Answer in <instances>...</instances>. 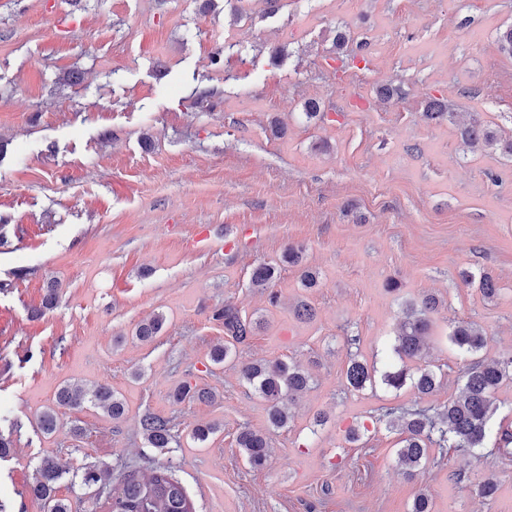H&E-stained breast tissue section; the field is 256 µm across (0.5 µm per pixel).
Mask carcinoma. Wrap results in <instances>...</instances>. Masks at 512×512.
Returning <instances> with one entry per match:
<instances>
[{
  "label": "carcinoma",
  "mask_w": 512,
  "mask_h": 512,
  "mask_svg": "<svg viewBox=\"0 0 512 512\" xmlns=\"http://www.w3.org/2000/svg\"><path fill=\"white\" fill-rule=\"evenodd\" d=\"M424 116L430 120L456 123L457 113L438 101L426 105ZM463 144L470 148L500 151L512 160V135L504 138L491 130L478 118L458 126ZM303 248L290 246L283 254L282 262L301 267L302 286L311 289L319 285V275L309 267L301 266ZM278 268L261 263L252 269L250 287L268 292L271 304L277 303V294L270 286L277 277ZM467 283L478 282V288L487 299L497 296L496 279L488 272L475 276L461 273ZM441 303L433 294H427L416 301L404 303V320L401 323L394 345V352L401 364L393 371L382 374V383L394 390L410 386L421 395L437 390L445 377L443 369L422 362L423 351L431 339L432 317L438 313ZM213 319L224 325V333L231 341L216 345L208 353L209 361L222 365L237 354V346L246 343L264 323V318H252L233 304L226 303L216 310ZM167 318L157 313L139 323L133 338L140 342H152L161 335ZM458 351L468 358L460 372L462 391L459 397L448 401L444 409L429 413L427 409L383 407L378 420L397 429L400 434L396 456L398 465L408 476L425 467L431 459L432 448H452L456 451L471 452L484 445L488 423L497 410L495 395L506 382H512V355L486 360L480 352L487 345L485 330L475 322L461 321L449 335ZM240 379L244 381L267 404L268 421L273 430L288 426L289 414L283 404L285 397H294L311 388L313 378L300 364L273 361H248L238 364ZM375 367L353 358L346 372L347 386L361 391L375 382ZM216 393L208 387H199L186 382L172 393L177 403L194 400H213ZM56 402L70 408H80L90 402L118 423L125 414L124 401L107 383H99L90 390L64 385L56 394ZM139 425L142 434L152 448L165 450L179 443L178 423L172 417L152 412L141 415ZM221 431L219 424L211 421L198 422L188 436L194 445H204ZM237 445L247 464L259 469L265 466L269 457V433L242 428L237 434ZM61 478L56 465L45 460L39 467L38 476L30 485L31 493L42 501L44 512H71V504L57 495V483ZM81 484L97 487V496L102 499L101 507L106 512H196L194 502L186 488L177 479L170 467H159L148 476H140L131 470L120 477L117 486H112V474L108 470L90 467L81 474Z\"/></svg>",
  "instance_id": "1"
}]
</instances>
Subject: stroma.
<instances>
[{
	"label": "stroma",
	"instance_id": "obj_1",
	"mask_svg": "<svg viewBox=\"0 0 512 512\" xmlns=\"http://www.w3.org/2000/svg\"><path fill=\"white\" fill-rule=\"evenodd\" d=\"M239 20H232V13ZM512 0H0V501L7 512H43L27 491L43 460L62 469L59 496L73 512H100L75 485L83 467L171 466L196 512H410L426 492L434 512H512V382L496 394L484 448L448 452L405 476L385 406L442 408L459 388L455 322L487 334L482 355H512V160L463 150L458 129L429 122L439 99L512 129V58L499 52ZM351 34L337 60L338 28ZM284 48V58L272 49ZM220 55V68L210 59ZM77 71L82 80L60 86ZM394 88L391 98L379 87ZM211 91L207 105L196 102ZM320 103L312 120L307 100ZM282 122L285 132L274 135ZM234 238L227 252L202 227ZM291 245L320 274L307 290L282 267L279 296L250 288L252 269ZM303 265V266H304ZM491 273L494 300L461 270ZM401 288L389 292L387 279ZM59 297L41 303L49 286ZM426 294L433 364L443 385L421 396L378 384L348 389L359 358L385 371L404 301ZM317 310L294 315L298 300ZM234 304L265 324L239 361H297L314 384L290 405L287 428L269 431L264 401L237 363L208 361L224 343L215 309ZM161 312L150 343L135 326ZM142 371L134 379V371ZM212 388L211 403L174 402L183 382ZM109 383L126 403L115 424L90 406L57 407L62 385ZM58 410L55 433L40 414ZM200 420L222 432L202 448L148 447L144 411ZM327 423L314 426L317 413ZM367 430L349 442L348 426ZM269 431L264 468L245 464L243 427ZM493 477V498L475 493Z\"/></svg>",
	"mask_w": 512,
	"mask_h": 512
}]
</instances>
